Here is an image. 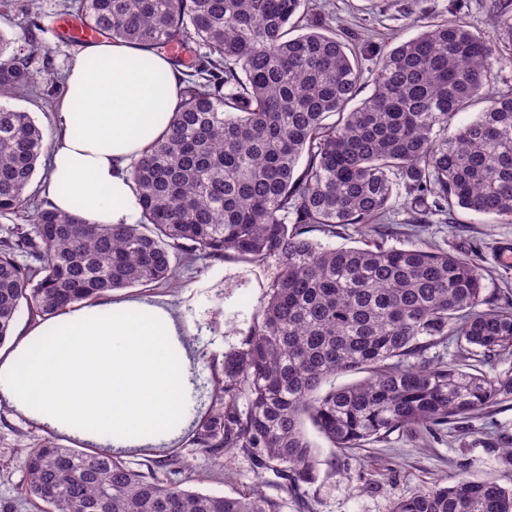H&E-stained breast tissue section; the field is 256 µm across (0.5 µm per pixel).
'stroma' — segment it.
Listing matches in <instances>:
<instances>
[{
    "mask_svg": "<svg viewBox=\"0 0 512 512\" xmlns=\"http://www.w3.org/2000/svg\"><path fill=\"white\" fill-rule=\"evenodd\" d=\"M27 2L30 10L26 13L13 5L0 6V33L21 45L28 37H36L48 51L51 74L8 103L30 112L50 136L64 91L57 77L65 73L79 44L64 38L55 25L63 15L59 0ZM453 5L469 29L494 38L500 32L496 6L512 13V0H312L313 9L330 26L357 33L377 45L391 37L402 41L416 36L423 22L446 17ZM405 217L402 203H395L389 245L407 249L426 243L473 255L486 276V296L498 303L512 300V262L501 257L502 247L512 244V224H498L459 209L454 223L426 225L413 237L404 233ZM269 274V269L239 260L202 259L196 269L179 271L173 284L157 288V295L167 298L198 346L196 369L203 394L187 406L192 419L208 412L224 355L242 347L252 317L264 301L262 285ZM305 431L319 448L317 476L296 496L287 494L284 480L260 473L238 449H224L221 459H214L191 445L188 431L172 448H141L125 454L124 459L162 480L172 479L170 462L179 459L191 488L207 493L234 496L259 482L268 496L286 499L285 512H390L394 500L429 490L438 479L460 469L472 479L494 480L512 488V465L505 458L506 448L512 446V401L471 414L449 425L436 439L416 427L394 431L384 441L362 448L340 449L331 447L313 425H306ZM46 434L45 428L0 405V512H32L22 489L16 451Z\"/></svg>",
    "mask_w": 512,
    "mask_h": 512,
    "instance_id": "obj_1",
    "label": "stroma"
}]
</instances>
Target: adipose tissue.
I'll use <instances>...</instances> for the list:
<instances>
[{
  "label": "adipose tissue",
  "mask_w": 512,
  "mask_h": 512,
  "mask_svg": "<svg viewBox=\"0 0 512 512\" xmlns=\"http://www.w3.org/2000/svg\"><path fill=\"white\" fill-rule=\"evenodd\" d=\"M169 59L136 44L75 54L50 143L54 208L93 224L140 217L129 164L167 130L183 88ZM195 347L161 297L75 304L0 351V404L93 445L166 448L197 393Z\"/></svg>",
  "instance_id": "adipose-tissue-1"
}]
</instances>
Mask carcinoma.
<instances>
[{
    "instance_id": "obj_1",
    "label": "carcinoma",
    "mask_w": 512,
    "mask_h": 512,
    "mask_svg": "<svg viewBox=\"0 0 512 512\" xmlns=\"http://www.w3.org/2000/svg\"><path fill=\"white\" fill-rule=\"evenodd\" d=\"M62 5L102 38L166 53L191 72L165 138L130 167L135 224H91L32 201L44 134L30 113L0 103V216L29 218L0 238V346L23 303L45 319L113 290L169 283L204 257L272 266L192 443L217 460L238 448L294 493L316 473L305 415L333 447L361 448L412 425L435 433L512 399L511 373L461 367L512 348V302H490L470 255L308 237L366 231L397 197L417 229L457 208L512 224V92H485L499 42L472 32L454 7L413 38L368 49L312 14L309 0ZM369 58L373 89L359 101ZM41 60L34 40L18 47L0 33V98L31 87L47 69ZM479 98L478 116L453 127ZM450 338L458 361L425 359ZM346 372L365 377L323 390ZM17 465L38 512L285 508L257 486L202 493L52 437L19 449ZM391 512H512V489L459 472Z\"/></svg>"
}]
</instances>
